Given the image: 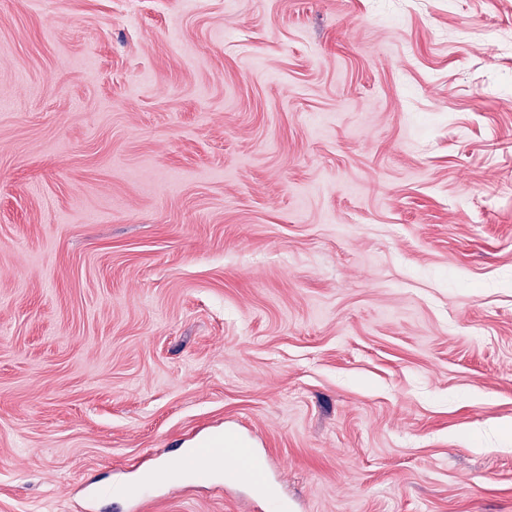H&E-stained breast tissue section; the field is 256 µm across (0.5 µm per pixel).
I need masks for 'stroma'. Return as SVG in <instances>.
Returning <instances> with one entry per match:
<instances>
[{"instance_id":"obj_1","label":"stroma","mask_w":512,"mask_h":512,"mask_svg":"<svg viewBox=\"0 0 512 512\" xmlns=\"http://www.w3.org/2000/svg\"><path fill=\"white\" fill-rule=\"evenodd\" d=\"M391 9L0 0V512H512V0Z\"/></svg>"}]
</instances>
